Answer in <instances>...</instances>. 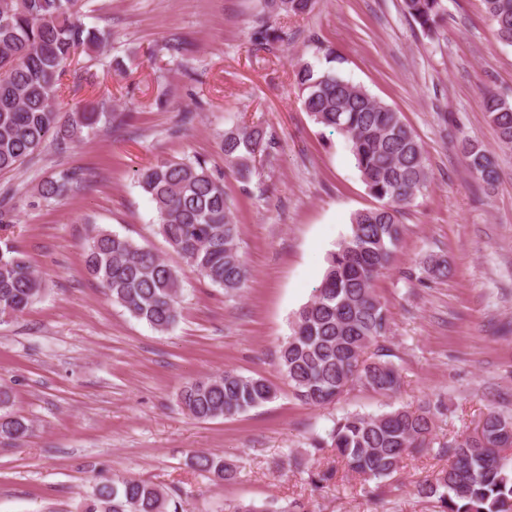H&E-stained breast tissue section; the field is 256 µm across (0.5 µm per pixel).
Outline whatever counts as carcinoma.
<instances>
[{"instance_id": "cac0c4a2", "label": "carcinoma", "mask_w": 512, "mask_h": 512, "mask_svg": "<svg viewBox=\"0 0 512 512\" xmlns=\"http://www.w3.org/2000/svg\"><path fill=\"white\" fill-rule=\"evenodd\" d=\"M80 0H0V172L15 171L51 139L79 141L111 124L115 113L94 106L64 103L62 79L80 51H99L105 34L80 19ZM405 12L425 36L445 20L444 0H403ZM494 38L512 45V0H483ZM315 0H262L253 43L271 51L288 41L280 24L308 14ZM294 81L303 110L325 129L346 137L356 168L380 205L352 218L351 234L331 252L321 284L295 315L291 334L280 350V372L293 397L323 407L341 399L354 385L391 396L400 387L399 369L389 360L364 358L389 332L387 308L374 290L390 266L403 234L399 216L430 184L427 151L401 113L377 100L363 86L318 63L298 62ZM481 108L494 128L499 147L512 149V104L489 89ZM275 136L261 124L224 129L220 149L227 166L248 179L258 159L276 149ZM469 171L488 190L499 179L494 153L469 138L459 141ZM138 186L153 203L155 223L173 263L152 248L117 233L94 228L84 245L85 269L112 303L159 333L174 329L180 315L182 266L211 285L234 295L244 288L248 271L240 251L239 224L228 204L224 175L200 157L162 160L142 170ZM77 184L63 171L43 180L37 193L60 200ZM425 272L448 275L446 260L429 256ZM44 292V277L17 246L0 244V317L23 314ZM276 397L262 377L224 371L190 380L177 395L182 410L206 421L232 418ZM10 391L0 386V445L14 447L31 432L27 420L7 411ZM439 406H401L378 415L347 413L334 421L312 451H336L348 471L369 486L376 506L405 455L421 449L434 427ZM512 416L490 410L475 430L437 449L448 466L416 482L414 492L435 503L436 512H512ZM193 466L217 481H231L240 465L222 456L200 453ZM288 466L305 474L312 492L336 479L331 469H309L301 455ZM77 512H185L182 496L143 480L100 479L83 496ZM224 512H309L295 501L285 508L260 509L228 504Z\"/></svg>"}]
</instances>
